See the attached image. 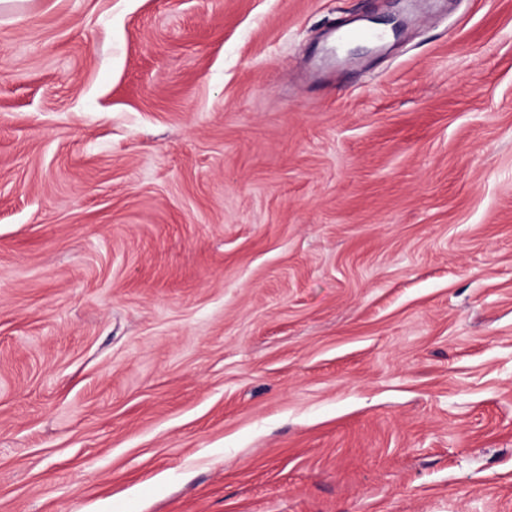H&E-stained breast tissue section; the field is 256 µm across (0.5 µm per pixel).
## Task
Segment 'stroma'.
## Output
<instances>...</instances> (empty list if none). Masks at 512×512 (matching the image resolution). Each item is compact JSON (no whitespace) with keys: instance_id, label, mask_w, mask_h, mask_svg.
Here are the masks:
<instances>
[{"instance_id":"35a3bbf8","label":"stroma","mask_w":512,"mask_h":512,"mask_svg":"<svg viewBox=\"0 0 512 512\" xmlns=\"http://www.w3.org/2000/svg\"><path fill=\"white\" fill-rule=\"evenodd\" d=\"M0 512H512V0L0 9Z\"/></svg>"}]
</instances>
